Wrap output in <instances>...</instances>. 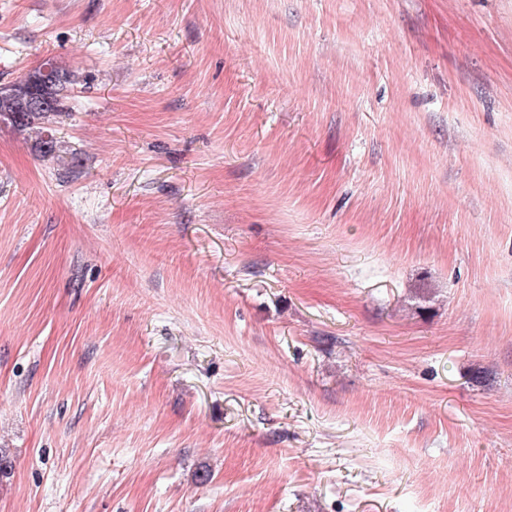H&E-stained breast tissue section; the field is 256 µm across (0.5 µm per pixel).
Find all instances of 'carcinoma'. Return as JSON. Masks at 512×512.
I'll list each match as a JSON object with an SVG mask.
<instances>
[{"instance_id":"1","label":"carcinoma","mask_w":512,"mask_h":512,"mask_svg":"<svg viewBox=\"0 0 512 512\" xmlns=\"http://www.w3.org/2000/svg\"><path fill=\"white\" fill-rule=\"evenodd\" d=\"M75 85L76 75L66 69L53 64L45 78L38 67L26 75V80L0 87V121L34 133L40 152L55 158L59 148L53 120L67 112Z\"/></svg>"}]
</instances>
